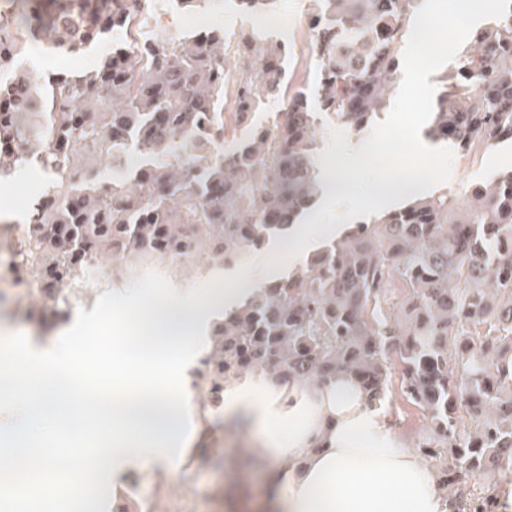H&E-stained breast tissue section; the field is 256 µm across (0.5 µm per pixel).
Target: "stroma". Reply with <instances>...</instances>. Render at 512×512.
Segmentation results:
<instances>
[{
  "instance_id": "35a3bbf8",
  "label": "stroma",
  "mask_w": 512,
  "mask_h": 512,
  "mask_svg": "<svg viewBox=\"0 0 512 512\" xmlns=\"http://www.w3.org/2000/svg\"><path fill=\"white\" fill-rule=\"evenodd\" d=\"M314 6V0H281L274 22L261 23L237 11L232 0L218 9L192 15L173 10L169 0H152L154 26L170 35L183 36L210 25L223 27L229 34L254 29L273 40L282 39L288 30L300 32L301 40L289 45L286 63L288 80L294 86H309L314 81L312 37L307 26ZM510 166L512 145L467 154L457 151L444 188L461 197L471 183ZM41 186L39 175L32 172L0 181V212L22 218L28 201ZM6 230V225L0 224V335L19 332L32 346H49L58 340L63 329L58 326L45 331L33 320V313L39 312L41 305L27 297L13 281ZM284 249V243H269L247 265L233 270L232 287L251 288L271 271H282ZM186 394L190 432L185 448L173 459L171 467L140 466L122 475L109 491L107 512H142V502L148 498L160 500L164 512H268L267 470L236 453L248 434L247 425L225 422L220 409L200 413L199 405L206 397L203 387L187 388ZM382 413L402 443L416 448L426 429L419 409L397 394Z\"/></svg>"
}]
</instances>
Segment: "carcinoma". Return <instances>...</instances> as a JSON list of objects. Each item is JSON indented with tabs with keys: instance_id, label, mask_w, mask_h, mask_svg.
<instances>
[{
	"instance_id": "obj_1",
	"label": "carcinoma",
	"mask_w": 512,
	"mask_h": 512,
	"mask_svg": "<svg viewBox=\"0 0 512 512\" xmlns=\"http://www.w3.org/2000/svg\"><path fill=\"white\" fill-rule=\"evenodd\" d=\"M20 2L0 21V180L28 167L43 176L12 275L47 301L38 323L49 329L105 258L131 284L159 260L242 266L286 236L325 194L318 120L351 132L374 121L421 5L317 0L315 80L289 89L286 41L221 27L145 36L149 0ZM279 2L234 5L267 16ZM170 3L190 12L220 0ZM37 38L57 59L112 44L88 69L38 71L25 58ZM443 82L427 136L465 153L512 141V7L472 31ZM270 103L280 110L258 120ZM104 169L106 186L95 182ZM466 196H415L255 286L200 359L210 408L248 374L307 387L344 374L380 408L397 372L452 512H496L497 484L470 490L512 475V168ZM399 293L402 322L390 307Z\"/></svg>"
}]
</instances>
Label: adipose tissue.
Instances as JSON below:
<instances>
[{"label":"adipose tissue","mask_w":512,"mask_h":512,"mask_svg":"<svg viewBox=\"0 0 512 512\" xmlns=\"http://www.w3.org/2000/svg\"><path fill=\"white\" fill-rule=\"evenodd\" d=\"M224 414L252 434L243 453L267 467L273 512H447L431 466L396 439L347 377L317 389H224Z\"/></svg>","instance_id":"adipose-tissue-1"}]
</instances>
